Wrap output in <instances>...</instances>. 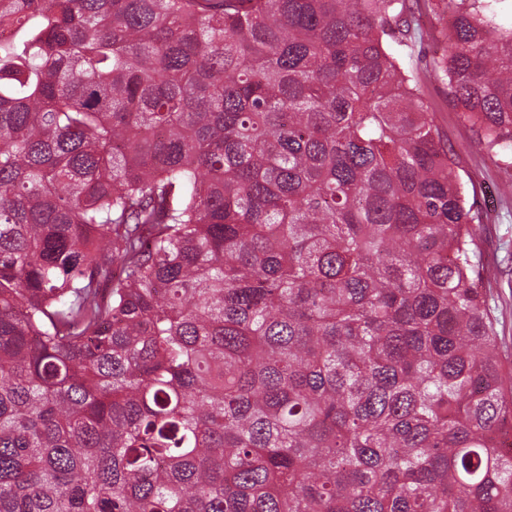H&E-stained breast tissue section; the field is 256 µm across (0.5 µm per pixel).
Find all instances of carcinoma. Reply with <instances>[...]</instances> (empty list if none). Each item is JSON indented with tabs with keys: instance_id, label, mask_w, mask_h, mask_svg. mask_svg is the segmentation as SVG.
I'll use <instances>...</instances> for the list:
<instances>
[{
	"instance_id": "obj_1",
	"label": "carcinoma",
	"mask_w": 512,
	"mask_h": 512,
	"mask_svg": "<svg viewBox=\"0 0 512 512\" xmlns=\"http://www.w3.org/2000/svg\"><path fill=\"white\" fill-rule=\"evenodd\" d=\"M418 2L0 0V512H512ZM444 2L512 155L502 0Z\"/></svg>"
}]
</instances>
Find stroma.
Returning <instances> with one entry per match:
<instances>
[{"label":"stroma","mask_w":512,"mask_h":512,"mask_svg":"<svg viewBox=\"0 0 512 512\" xmlns=\"http://www.w3.org/2000/svg\"><path fill=\"white\" fill-rule=\"evenodd\" d=\"M416 16L422 37L412 39L406 53L417 68L448 51L444 37L451 23L442 7L419 6ZM425 97L436 112L448 144L460 156L467 199L478 212L484 231L479 242L487 303L498 319L500 349L512 354V195L501 192L512 181V158L494 156L478 142V133L452 101L445 84L429 82Z\"/></svg>","instance_id":"obj_1"}]
</instances>
